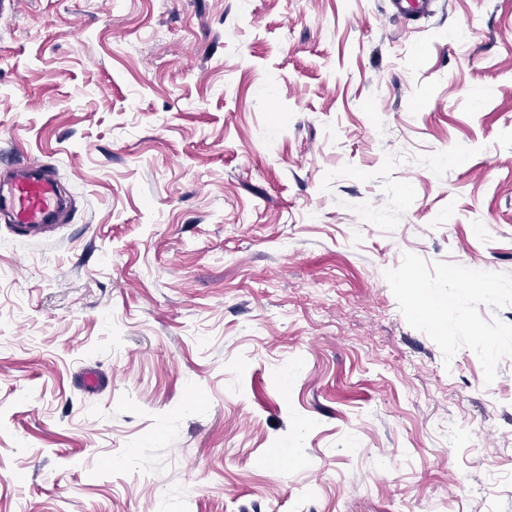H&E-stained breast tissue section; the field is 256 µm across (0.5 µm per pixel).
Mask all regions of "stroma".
I'll return each mask as SVG.
<instances>
[{
    "label": "stroma",
    "mask_w": 512,
    "mask_h": 512,
    "mask_svg": "<svg viewBox=\"0 0 512 512\" xmlns=\"http://www.w3.org/2000/svg\"><path fill=\"white\" fill-rule=\"evenodd\" d=\"M30 162L0 512H512V0H0ZM392 15L417 20L431 12L434 0H388ZM66 206L53 170L44 165L14 167L0 180V212L29 233L56 224Z\"/></svg>",
    "instance_id": "35a3bbf8"
}]
</instances>
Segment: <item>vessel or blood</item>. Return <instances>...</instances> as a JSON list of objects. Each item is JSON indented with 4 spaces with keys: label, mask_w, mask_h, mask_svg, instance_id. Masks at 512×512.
I'll return each mask as SVG.
<instances>
[{
    "label": "vessel or blood",
    "mask_w": 512,
    "mask_h": 512,
    "mask_svg": "<svg viewBox=\"0 0 512 512\" xmlns=\"http://www.w3.org/2000/svg\"><path fill=\"white\" fill-rule=\"evenodd\" d=\"M391 14L411 20L428 15L434 0H388ZM67 206L52 169L29 164L12 168L0 180V213L34 232L57 223Z\"/></svg>",
    "instance_id": "b4317fda"
}]
</instances>
